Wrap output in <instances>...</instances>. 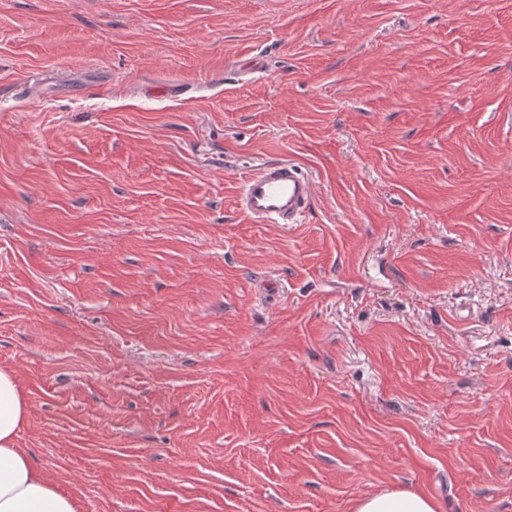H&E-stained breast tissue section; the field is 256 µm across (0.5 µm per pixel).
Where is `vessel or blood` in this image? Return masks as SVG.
Returning a JSON list of instances; mask_svg holds the SVG:
<instances>
[{
    "instance_id": "obj_1",
    "label": "vessel or blood",
    "mask_w": 512,
    "mask_h": 512,
    "mask_svg": "<svg viewBox=\"0 0 512 512\" xmlns=\"http://www.w3.org/2000/svg\"><path fill=\"white\" fill-rule=\"evenodd\" d=\"M314 195V184L298 166L277 162L246 177L242 183V209L255 221L292 224Z\"/></svg>"
}]
</instances>
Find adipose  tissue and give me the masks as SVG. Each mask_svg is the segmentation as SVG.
Segmentation results:
<instances>
[{"label":"adipose tissue","instance_id":"ef3b65f1","mask_svg":"<svg viewBox=\"0 0 512 512\" xmlns=\"http://www.w3.org/2000/svg\"><path fill=\"white\" fill-rule=\"evenodd\" d=\"M29 418V402L15 373L0 367V512H79L73 496L45 476L25 449L20 432ZM428 494L383 490L360 498L353 512H443Z\"/></svg>","mask_w":512,"mask_h":512}]
</instances>
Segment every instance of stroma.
<instances>
[{
  "label": "stroma",
  "instance_id": "stroma-1",
  "mask_svg": "<svg viewBox=\"0 0 512 512\" xmlns=\"http://www.w3.org/2000/svg\"><path fill=\"white\" fill-rule=\"evenodd\" d=\"M0 365L80 512H512V0H0ZM313 195V182L298 166L277 162L243 180L240 202L257 222L294 224ZM443 505L428 494L383 490L360 498L353 512H443Z\"/></svg>",
  "mask_w": 512,
  "mask_h": 512
}]
</instances>
